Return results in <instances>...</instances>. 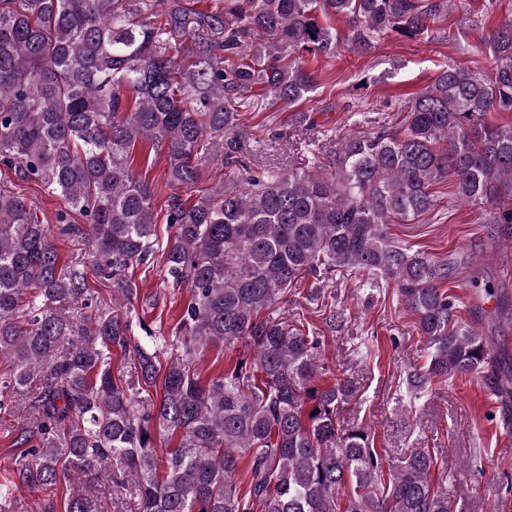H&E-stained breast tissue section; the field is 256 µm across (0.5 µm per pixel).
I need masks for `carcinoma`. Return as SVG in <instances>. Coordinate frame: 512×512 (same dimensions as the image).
Wrapping results in <instances>:
<instances>
[{"instance_id":"1","label":"carcinoma","mask_w":512,"mask_h":512,"mask_svg":"<svg viewBox=\"0 0 512 512\" xmlns=\"http://www.w3.org/2000/svg\"><path fill=\"white\" fill-rule=\"evenodd\" d=\"M157 22L143 0H0V165L43 184L89 221L53 227L24 198L0 187V358L3 388L28 396L19 484L49 489L74 475L137 502L136 512H457L434 489V457L415 448L384 462L363 427L340 410L354 386L320 362V337L270 315L290 288L337 272L394 285L425 340L426 371L405 378L418 396L432 383L479 372L493 392L512 387V355L492 352L483 331L462 322L444 290L448 261L394 240L388 225L435 208L434 187L455 177L461 200L512 240V22L492 31L494 76L447 65L406 105L403 130L346 139L329 169L319 160L288 173L241 166L236 112L256 87L290 105L314 88L288 61L336 52L318 15H339L349 46L428 32L447 0H224L199 12L165 0ZM188 44L191 61L166 56ZM137 108L129 110L127 93ZM224 138L227 183L194 203L179 189L199 178L209 136ZM141 139L167 149L174 229L161 254L166 280L190 298L171 347L146 328L132 345L129 323L89 318L83 343L67 306L85 304V264H59L61 236L88 235L100 277L127 300L129 273L155 253L154 197L131 172ZM244 342L234 367L205 383L196 359L209 344ZM134 348L133 375L112 376L111 354ZM157 392L158 402L141 394ZM176 448L158 455L162 433ZM65 512H104L75 490Z\"/></svg>"}]
</instances>
